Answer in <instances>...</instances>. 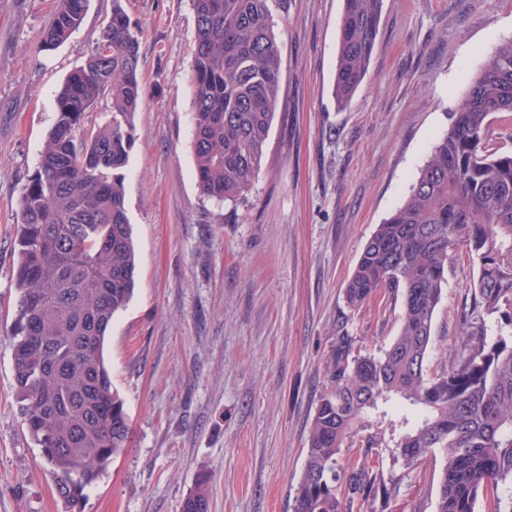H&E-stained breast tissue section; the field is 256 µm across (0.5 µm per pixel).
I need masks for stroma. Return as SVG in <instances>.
Instances as JSON below:
<instances>
[{
  "mask_svg": "<svg viewBox=\"0 0 512 512\" xmlns=\"http://www.w3.org/2000/svg\"><path fill=\"white\" fill-rule=\"evenodd\" d=\"M138 34L142 97L123 170L136 286L105 355L132 432L83 512H181L199 475L209 512H292L324 362L339 325L388 344L402 305L387 293L349 311L363 248L404 200L469 83L512 37V0H384L368 75L346 108L332 95L343 0H277L281 89L265 163L234 203L194 175L192 0H121ZM55 0H0V512H66L13 389L18 198L54 124V98L105 30L112 0L40 48ZM478 263L448 261L431 371L465 333ZM345 457L402 474L385 512H435L444 459L403 471L355 436Z\"/></svg>",
  "mask_w": 512,
  "mask_h": 512,
  "instance_id": "35a3bbf8",
  "label": "stroma"
}]
</instances>
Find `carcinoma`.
I'll use <instances>...</instances> for the list:
<instances>
[{"instance_id": "obj_1", "label": "carcinoma", "mask_w": 512, "mask_h": 512, "mask_svg": "<svg viewBox=\"0 0 512 512\" xmlns=\"http://www.w3.org/2000/svg\"><path fill=\"white\" fill-rule=\"evenodd\" d=\"M87 2L57 0L42 50L66 42ZM113 2L108 27L56 95L54 125L18 200L17 319L8 337L15 399L69 512H82L85 490L131 434L104 345L135 286L122 170L141 85L138 38ZM273 2L192 0L195 175L201 193L219 202L248 193L265 162L281 86ZM343 3L332 86L340 109L367 75L383 0ZM101 99L112 115L89 129ZM503 112H512V38L485 62L348 280L351 312L382 290L401 299L400 329L370 350L338 327L292 512H376L399 492L401 478L367 460L340 462L357 430L373 426L368 447L388 448L405 470L442 455L436 512H477L482 501L512 512V151L488 139ZM459 247L479 264L465 339L449 367L432 373L435 311ZM209 502L201 476L182 512H208Z\"/></svg>"}]
</instances>
